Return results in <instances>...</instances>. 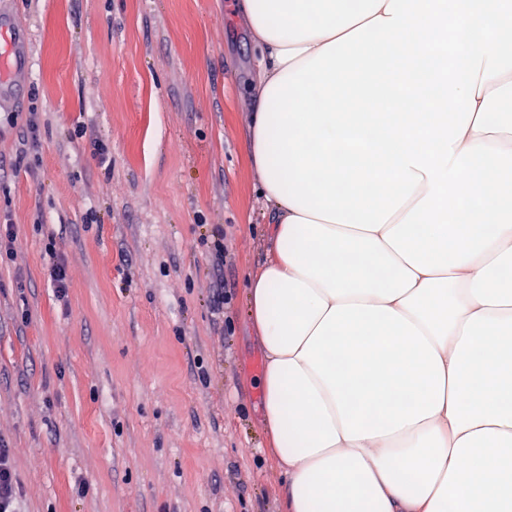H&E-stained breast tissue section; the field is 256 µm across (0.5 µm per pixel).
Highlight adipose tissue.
<instances>
[{
	"label": "adipose tissue",
	"mask_w": 512,
	"mask_h": 512,
	"mask_svg": "<svg viewBox=\"0 0 512 512\" xmlns=\"http://www.w3.org/2000/svg\"><path fill=\"white\" fill-rule=\"evenodd\" d=\"M237 8L285 512H512V0Z\"/></svg>",
	"instance_id": "adipose-tissue-1"
}]
</instances>
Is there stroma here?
Returning a JSON list of instances; mask_svg holds the SVG:
<instances>
[{
	"label": "stroma",
	"mask_w": 512,
	"mask_h": 512,
	"mask_svg": "<svg viewBox=\"0 0 512 512\" xmlns=\"http://www.w3.org/2000/svg\"><path fill=\"white\" fill-rule=\"evenodd\" d=\"M232 3L0 0L26 61L0 96V441L26 512H283L246 310L259 52Z\"/></svg>",
	"instance_id": "1"
}]
</instances>
